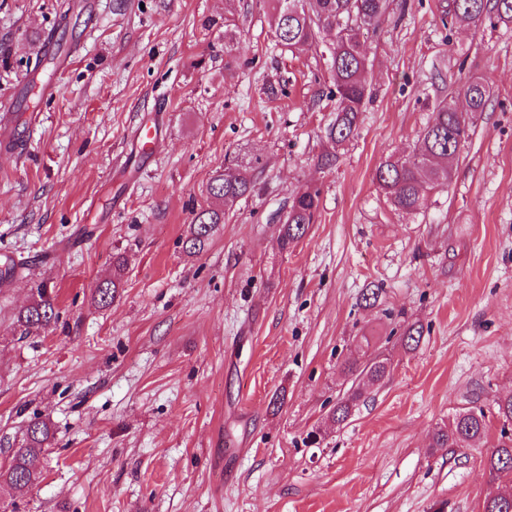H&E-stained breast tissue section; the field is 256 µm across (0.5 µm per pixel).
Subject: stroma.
<instances>
[{
    "label": "stroma",
    "mask_w": 512,
    "mask_h": 512,
    "mask_svg": "<svg viewBox=\"0 0 512 512\" xmlns=\"http://www.w3.org/2000/svg\"><path fill=\"white\" fill-rule=\"evenodd\" d=\"M94 2L90 16L82 0H0V108L16 112L46 34L65 24L77 44L37 124L17 126L22 152L0 154V256L23 265L0 284V466L30 420L54 433L42 481L0 489V512H483L493 402L512 394V30H447L446 0H390L365 43L372 98L328 166L332 32L294 56L271 39V0ZM473 76L492 96L449 187L398 213L376 167ZM153 112L154 157L128 159ZM239 149L261 160L255 191L188 255L192 214ZM309 185L316 221L281 251ZM119 253L123 286L98 305ZM40 283L60 318L19 338L12 315ZM365 339L389 373L333 424ZM479 408L482 440L434 447L437 424ZM321 190L307 187L291 197L288 211L279 224L277 242L281 251H288L289 245L295 243L314 224L319 209Z\"/></svg>",
    "instance_id": "obj_1"
}]
</instances>
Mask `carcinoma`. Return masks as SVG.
Here are the masks:
<instances>
[{
    "mask_svg": "<svg viewBox=\"0 0 512 512\" xmlns=\"http://www.w3.org/2000/svg\"><path fill=\"white\" fill-rule=\"evenodd\" d=\"M272 35L276 45L288 51L303 52L316 43L324 29L334 31L329 47L330 97L334 100V117L325 130L326 138L341 147L357 134L360 114L368 94L369 58L362 38L379 30L389 9V0H272ZM450 25H486L495 28L512 24V0H452L445 9ZM238 37L231 24L224 23V60L229 67L237 59ZM467 109L459 110L452 99L437 103L432 117L419 132L418 145L406 154L390 155L375 170L374 180L394 210L416 214L426 205L428 195L445 189L451 178L448 152H457L468 137L470 115L484 111L491 98V87L474 77L464 87ZM258 159L237 153L224 160V169L214 172L208 192L216 206L202 210L192 218L183 248L197 256L208 246L224 213L255 190L254 171ZM321 190L308 187L291 197L288 211L278 228L279 249L288 250L315 222ZM112 279L95 289L94 298L103 307L116 299L125 271V259L117 256L112 263ZM59 320L55 298L44 285L36 287L32 302L18 311L14 331L22 338L37 335ZM344 371L359 373L369 383L386 377L384 361L374 357L360 365L356 358L344 363ZM365 384L358 383L337 403L329 421L340 424L351 415L363 396ZM501 422L500 438L485 459L491 477L483 502V512H512V490L495 485L503 474H512V394L495 400ZM488 421L483 409H469L439 425L434 432V447H467L487 434ZM52 433L40 418L29 422L19 447L12 450L7 468H0V486L14 489L39 483V461L49 447Z\"/></svg>",
    "mask_w": 512,
    "mask_h": 512,
    "instance_id": "1",
    "label": "carcinoma"
}]
</instances>
